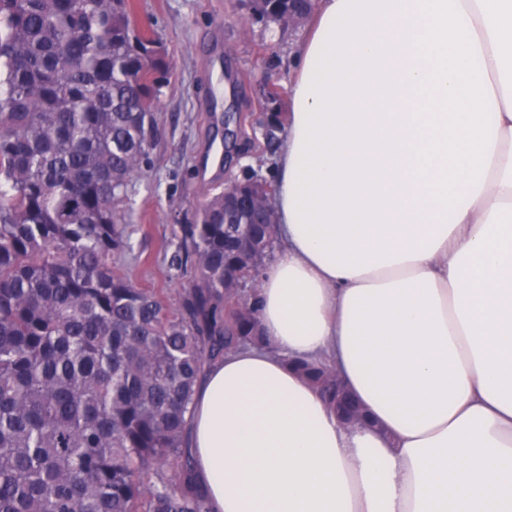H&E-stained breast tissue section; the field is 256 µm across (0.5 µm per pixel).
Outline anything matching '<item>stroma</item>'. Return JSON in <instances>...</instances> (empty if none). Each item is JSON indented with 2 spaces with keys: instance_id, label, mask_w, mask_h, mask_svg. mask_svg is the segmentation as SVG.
<instances>
[{
  "instance_id": "35a3bbf8",
  "label": "stroma",
  "mask_w": 512,
  "mask_h": 512,
  "mask_svg": "<svg viewBox=\"0 0 512 512\" xmlns=\"http://www.w3.org/2000/svg\"><path fill=\"white\" fill-rule=\"evenodd\" d=\"M134 20L161 41L169 82L156 104L159 140L151 163L121 206L130 231L122 256L142 287L177 304L185 283L171 269L177 225L197 207L242 178L257 161L275 156L266 126L286 123L291 97L274 103L264 93L294 79L291 54L308 26L283 29L254 19L248 0H134Z\"/></svg>"
}]
</instances>
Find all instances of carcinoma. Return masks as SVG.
I'll use <instances>...</instances> for the list:
<instances>
[{
	"instance_id": "cac0c4a2",
	"label": "carcinoma",
	"mask_w": 512,
	"mask_h": 512,
	"mask_svg": "<svg viewBox=\"0 0 512 512\" xmlns=\"http://www.w3.org/2000/svg\"><path fill=\"white\" fill-rule=\"evenodd\" d=\"M133 0H0V512H212L186 448L194 384L255 335L229 267L271 183L239 181L180 225L177 307L117 264L123 202L149 162L168 82ZM298 0H251L280 21ZM330 405L325 362H299Z\"/></svg>"
}]
</instances>
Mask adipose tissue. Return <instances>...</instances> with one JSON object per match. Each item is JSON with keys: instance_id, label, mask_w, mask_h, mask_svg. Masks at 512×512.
<instances>
[{"instance_id": "obj_1", "label": "adipose tissue", "mask_w": 512, "mask_h": 512, "mask_svg": "<svg viewBox=\"0 0 512 512\" xmlns=\"http://www.w3.org/2000/svg\"><path fill=\"white\" fill-rule=\"evenodd\" d=\"M292 68L269 345L198 381L197 481L213 512H512V0H318ZM311 381H313L322 391L330 405L333 407L336 403V414L340 421L344 424H356L361 421L360 412L350 403L348 397H352L344 387L339 378L330 375V380L336 383L332 388L327 384L325 377L332 368L326 362L309 363L299 362L296 364Z\"/></svg>"}]
</instances>
